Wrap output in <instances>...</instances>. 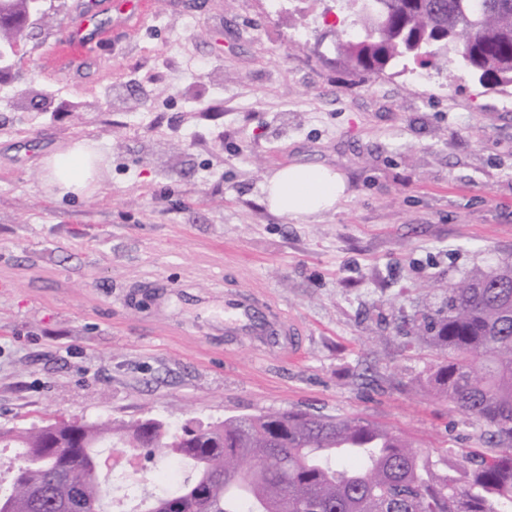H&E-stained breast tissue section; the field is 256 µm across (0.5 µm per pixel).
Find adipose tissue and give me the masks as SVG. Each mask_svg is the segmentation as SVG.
<instances>
[{
    "instance_id": "obj_1",
    "label": "adipose tissue",
    "mask_w": 512,
    "mask_h": 512,
    "mask_svg": "<svg viewBox=\"0 0 512 512\" xmlns=\"http://www.w3.org/2000/svg\"><path fill=\"white\" fill-rule=\"evenodd\" d=\"M49 180L60 193L81 194L91 175V157L83 146L46 158ZM344 177L324 165L293 164L275 171L262 184L263 201L274 213L308 218L332 210L345 196Z\"/></svg>"
}]
</instances>
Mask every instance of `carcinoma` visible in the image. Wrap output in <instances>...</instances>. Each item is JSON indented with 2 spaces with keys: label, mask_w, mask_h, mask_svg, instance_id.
Listing matches in <instances>:
<instances>
[{
  "label": "carcinoma",
  "mask_w": 512,
  "mask_h": 512,
  "mask_svg": "<svg viewBox=\"0 0 512 512\" xmlns=\"http://www.w3.org/2000/svg\"><path fill=\"white\" fill-rule=\"evenodd\" d=\"M349 36L336 54L382 72L398 62L456 66L478 81L512 87V0H338ZM29 0H0V44L25 37ZM410 340L435 349L428 394L488 428V453L454 463L432 459L405 433L360 416L261 411L198 426L164 424L150 436L138 420L116 430L82 426L68 457L46 447L37 427L8 439L21 449L0 487L9 512H93L105 476H94L104 446L147 458L159 449L192 474L173 490H147L148 512H512V263L448 283L439 307L425 309ZM50 492V501L34 493Z\"/></svg>",
  "instance_id": "cac0c4a2"
}]
</instances>
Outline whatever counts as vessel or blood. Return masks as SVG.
Listing matches in <instances>:
<instances>
[{
    "label": "vessel or blood",
    "instance_id": "vessel-or-blood-1",
    "mask_svg": "<svg viewBox=\"0 0 512 512\" xmlns=\"http://www.w3.org/2000/svg\"><path fill=\"white\" fill-rule=\"evenodd\" d=\"M115 0H84L79 14L65 26L45 59L48 64L64 63L67 57H80L92 46L112 43V29L100 25L99 17L115 9ZM224 333L249 336L259 345L295 355L300 329L296 322L262 300L253 291L234 290L224 296Z\"/></svg>",
    "mask_w": 512,
    "mask_h": 512
}]
</instances>
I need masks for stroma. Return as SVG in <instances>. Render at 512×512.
I'll return each instance as SVG.
<instances>
[{
  "label": "stroma",
  "instance_id": "stroma-1",
  "mask_svg": "<svg viewBox=\"0 0 512 512\" xmlns=\"http://www.w3.org/2000/svg\"><path fill=\"white\" fill-rule=\"evenodd\" d=\"M79 2L44 0L0 73V425L299 410L482 449L386 320L512 261V88L353 68L335 0H135L88 67L48 66ZM77 142L93 189L55 197L43 161ZM296 163L347 197L269 211L262 182ZM235 289L298 323L295 358L225 335Z\"/></svg>",
  "mask_w": 512,
  "mask_h": 512
}]
</instances>
